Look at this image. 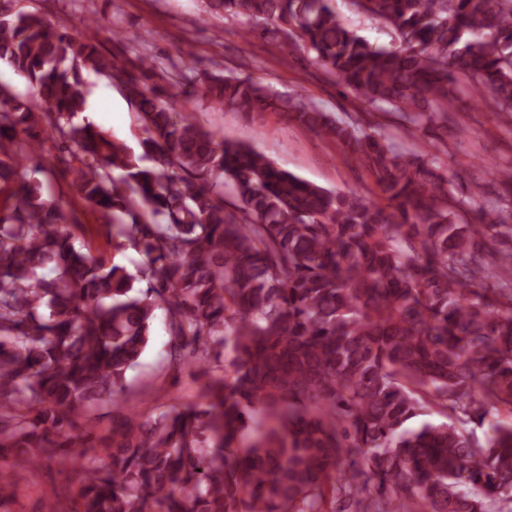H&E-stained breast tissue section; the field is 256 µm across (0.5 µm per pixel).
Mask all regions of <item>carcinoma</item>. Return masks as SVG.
Returning <instances> with one entry per match:
<instances>
[{"mask_svg":"<svg viewBox=\"0 0 512 512\" xmlns=\"http://www.w3.org/2000/svg\"><path fill=\"white\" fill-rule=\"evenodd\" d=\"M0 0V459L53 460L78 512H512V167L503 197L449 187L440 132L463 96L512 112V0H352L398 40L373 46L334 0H209L281 51H303L363 109L427 139L401 149L248 79L172 69L147 51L105 55L95 22L72 30ZM87 70L139 115L137 153L90 123ZM249 117H288L338 145L382 193L334 191L242 140L205 130L170 86ZM137 273L91 253L41 161L46 142ZM235 201L224 200V188ZM474 212L473 221L464 215ZM168 355L206 377L203 403L101 435L83 423L123 402L156 311ZM428 406L449 421L404 424ZM488 423L480 439L468 425ZM254 424V437L246 429ZM15 498L0 471V508Z\"/></svg>","mask_w":512,"mask_h":512,"instance_id":"cac0c4a2","label":"carcinoma"}]
</instances>
